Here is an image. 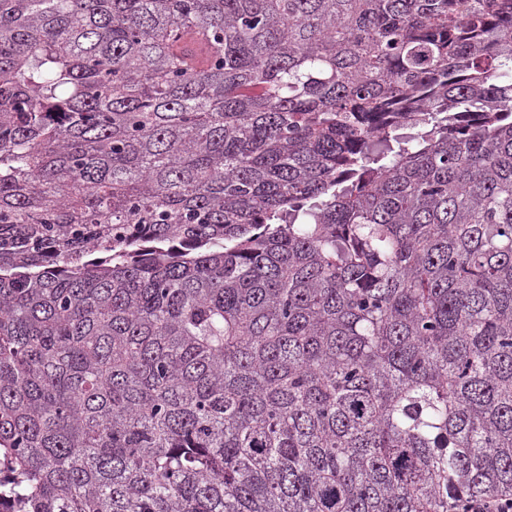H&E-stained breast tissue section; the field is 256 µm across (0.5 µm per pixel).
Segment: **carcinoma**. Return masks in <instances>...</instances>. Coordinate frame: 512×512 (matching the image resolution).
<instances>
[{
    "mask_svg": "<svg viewBox=\"0 0 512 512\" xmlns=\"http://www.w3.org/2000/svg\"><path fill=\"white\" fill-rule=\"evenodd\" d=\"M459 2L0 0L9 512L512 498V0Z\"/></svg>",
    "mask_w": 512,
    "mask_h": 512,
    "instance_id": "carcinoma-1",
    "label": "carcinoma"
}]
</instances>
